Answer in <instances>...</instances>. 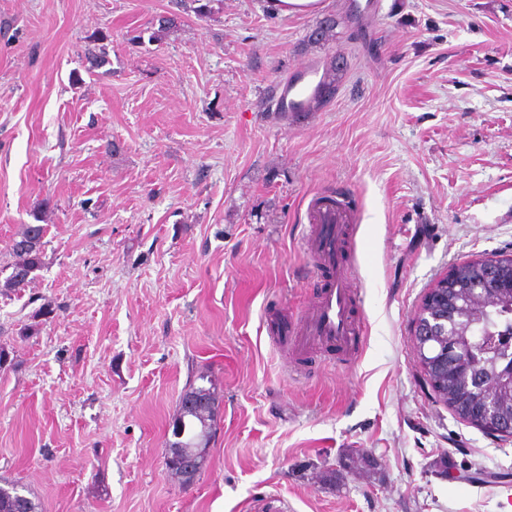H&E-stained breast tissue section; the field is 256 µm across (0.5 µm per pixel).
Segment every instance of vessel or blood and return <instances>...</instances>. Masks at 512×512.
<instances>
[{
	"label": "vessel or blood",
	"instance_id": "obj_1",
	"mask_svg": "<svg viewBox=\"0 0 512 512\" xmlns=\"http://www.w3.org/2000/svg\"><path fill=\"white\" fill-rule=\"evenodd\" d=\"M318 74V67L307 66L298 81L279 83L275 89L277 111H301L319 86ZM308 209L310 222L303 244L327 280L298 323L278 322L273 331L282 339L293 341L296 351L302 354L314 349H335L352 355L360 351L362 336L354 315L356 279L342 258L351 211L344 202L332 203L319 196L310 199Z\"/></svg>",
	"mask_w": 512,
	"mask_h": 512
}]
</instances>
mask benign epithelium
<instances>
[{
    "label": "benign epithelium",
    "mask_w": 512,
    "mask_h": 512,
    "mask_svg": "<svg viewBox=\"0 0 512 512\" xmlns=\"http://www.w3.org/2000/svg\"><path fill=\"white\" fill-rule=\"evenodd\" d=\"M512 254L470 259L452 266L427 289L417 313L412 334L421 356L423 375L452 358L469 360L461 377L463 390L477 396L475 403H455L453 411L468 424L487 434L512 440V410L485 395L487 368L472 352L450 345L454 331L462 327L463 316L489 301L512 296Z\"/></svg>",
    "instance_id": "obj_1"
}]
</instances>
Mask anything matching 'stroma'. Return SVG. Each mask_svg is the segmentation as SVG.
Returning a JSON list of instances; mask_svg holds the SVG:
<instances>
[{"instance_id":"stroma-1","label":"stroma","mask_w":512,"mask_h":512,"mask_svg":"<svg viewBox=\"0 0 512 512\" xmlns=\"http://www.w3.org/2000/svg\"><path fill=\"white\" fill-rule=\"evenodd\" d=\"M324 3L223 0L154 40L176 0H0V269L46 227L42 268L0 294V478L38 512H512V442L435 397L411 336L448 268L512 254V0ZM313 65L334 96L275 113ZM314 196L357 212L350 363L293 360L268 326L319 286ZM199 370L220 412L184 488L165 454ZM276 14L289 15L294 13L318 11L322 0H271ZM108 38L109 35L103 32H98L89 37L93 46H88L84 51L85 68L88 72H96V70H100L110 63L107 44H104Z\"/></svg>"}]
</instances>
